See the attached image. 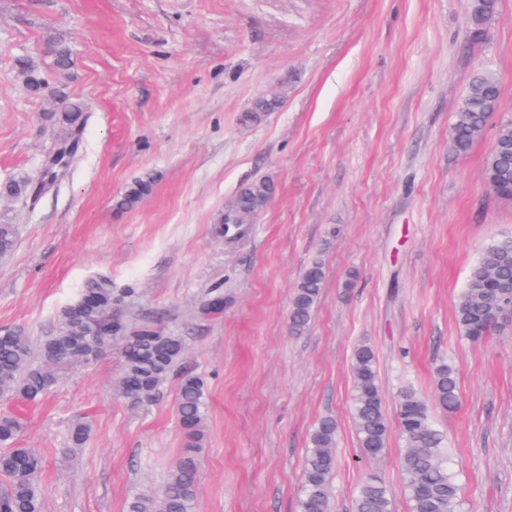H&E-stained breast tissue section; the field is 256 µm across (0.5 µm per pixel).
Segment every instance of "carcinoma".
<instances>
[{"mask_svg":"<svg viewBox=\"0 0 512 512\" xmlns=\"http://www.w3.org/2000/svg\"><path fill=\"white\" fill-rule=\"evenodd\" d=\"M468 36L484 41V22L497 11V0H472ZM54 80L46 78L27 58L16 60L15 69L25 91L33 97L47 94L54 109L45 119L70 136L84 130L87 116L84 103L65 91L73 66L72 51L64 43L50 45ZM280 99L268 95L252 102L250 111L273 112ZM500 109V87L488 71L474 74L455 112L451 149L462 154L480 139L490 117ZM486 180L503 197H512V120L497 126L483 167ZM140 180L119 197L115 205L129 209L148 190ZM32 182L14 180L0 183V195L19 197L31 191ZM270 185H249L237 198L238 211L230 224H249L267 204ZM16 231L12 224H0V252L14 250ZM325 279L320 260H314L293 292L290 328L303 332L311 321ZM115 289L112 281L88 280L79 296L58 315L59 326L51 334L33 342L18 328L0 330V400L39 401L53 386L58 375L88 365L103 354L106 346L91 340L82 346L72 344L79 331L105 330L121 323L112 308ZM512 300V237L488 244L471 266L461 291L455 315L461 335L476 343L484 340L492 327L508 312L497 309L503 299ZM123 367L117 383L119 394L139 405L149 403L159 387L186 356L183 337L155 326L141 325L128 331L123 345ZM459 401L456 369L440 363L435 372L433 402L407 388L400 392L398 419L403 449L401 469L409 512H457L460 487L448 471V449L435 426L432 407L448 411ZM352 410L358 447L362 455L377 459L388 441V422L378 380L376 356L372 347L362 344L353 355ZM177 414L184 437V448L168 471L157 494H142L127 504V512H192L197 496V453L205 438V382L199 375L182 377L177 398ZM21 421L0 415V512H43L38 478L42 457L32 448H19ZM337 425L327 416L314 427L309 438L307 464L303 474L299 512H331L330 480L336 467ZM352 512H393V494L378 475L368 476L353 499Z\"/></svg>","mask_w":512,"mask_h":512,"instance_id":"carcinoma-1","label":"carcinoma"}]
</instances>
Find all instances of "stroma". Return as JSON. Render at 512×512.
Wrapping results in <instances>:
<instances>
[{
    "label": "stroma",
    "mask_w": 512,
    "mask_h": 512,
    "mask_svg": "<svg viewBox=\"0 0 512 512\" xmlns=\"http://www.w3.org/2000/svg\"><path fill=\"white\" fill-rule=\"evenodd\" d=\"M470 0H0V182L37 178L59 133L52 104L27 94L17 58L52 71L68 44L67 93L87 125L64 174L37 200L0 198L17 243L0 259V327L54 331L88 279L118 288L128 327L182 336L187 356L146 404L116 391L121 338L60 374L37 404L0 400L19 447L43 458L44 512H126L159 492L183 449V375L207 380L206 436L193 512H298L309 434L337 424L333 512H351L370 473L409 512L398 396L430 397L452 364L460 402L435 410L461 487V512H512V323L462 338L455 304L471 264L512 236V197L483 165L492 132L450 146L472 75L494 74L512 119V0L486 41L468 40ZM278 110L252 118L261 95ZM133 208L115 200L135 180ZM274 186L245 236H218L238 191ZM321 260L308 328H289L292 293ZM224 296V312L201 314ZM370 344L390 426L384 456L359 459L352 358ZM85 421L84 446L71 428Z\"/></svg>",
    "instance_id": "obj_1"
}]
</instances>
